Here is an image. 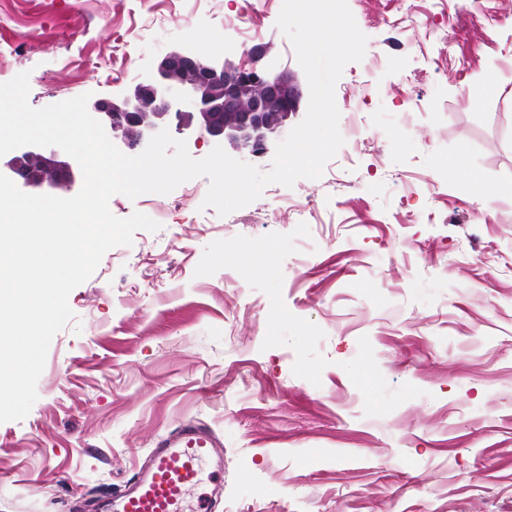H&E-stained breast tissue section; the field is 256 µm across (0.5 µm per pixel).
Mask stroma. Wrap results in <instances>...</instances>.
<instances>
[{
  "mask_svg": "<svg viewBox=\"0 0 512 512\" xmlns=\"http://www.w3.org/2000/svg\"><path fill=\"white\" fill-rule=\"evenodd\" d=\"M320 179L222 216L198 177L114 195L156 232L69 295L38 399L0 424V512H100L180 424L210 512H512V0H348ZM282 0H0V83L117 98L176 48L306 75ZM499 91L473 98L479 82ZM462 178L470 195L477 201L484 203L487 208L502 195L508 194L512 196V184H502L496 188H491L487 185L482 176L470 171H463Z\"/></svg>",
  "mask_w": 512,
  "mask_h": 512,
  "instance_id": "obj_1",
  "label": "stroma"
}]
</instances>
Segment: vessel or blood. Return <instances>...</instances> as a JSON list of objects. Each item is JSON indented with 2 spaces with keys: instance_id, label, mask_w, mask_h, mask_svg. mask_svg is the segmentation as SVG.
Listing matches in <instances>:
<instances>
[{
  "instance_id": "vessel-or-blood-1",
  "label": "vessel or blood",
  "mask_w": 512,
  "mask_h": 512,
  "mask_svg": "<svg viewBox=\"0 0 512 512\" xmlns=\"http://www.w3.org/2000/svg\"><path fill=\"white\" fill-rule=\"evenodd\" d=\"M215 446L205 428L181 426L157 443L125 495L108 502L103 512H186V497L198 486Z\"/></svg>"
}]
</instances>
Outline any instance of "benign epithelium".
Masks as SVG:
<instances>
[{"instance_id":"obj_1","label":"benign epithelium","mask_w":512,"mask_h":512,"mask_svg":"<svg viewBox=\"0 0 512 512\" xmlns=\"http://www.w3.org/2000/svg\"><path fill=\"white\" fill-rule=\"evenodd\" d=\"M305 90L286 70L172 50L119 99H98L88 110L109 139L128 153L142 152L163 128L224 144L243 158L261 157L288 134ZM0 170L24 189L68 190L81 170L58 148L23 146L0 157Z\"/></svg>"}]
</instances>
